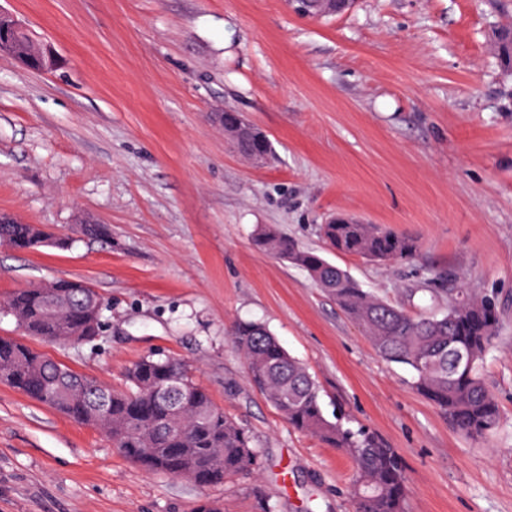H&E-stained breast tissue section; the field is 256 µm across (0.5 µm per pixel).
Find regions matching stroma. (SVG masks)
I'll use <instances>...</instances> for the list:
<instances>
[{
	"label": "stroma",
	"mask_w": 512,
	"mask_h": 512,
	"mask_svg": "<svg viewBox=\"0 0 512 512\" xmlns=\"http://www.w3.org/2000/svg\"><path fill=\"white\" fill-rule=\"evenodd\" d=\"M59 67L0 56V213L109 239L0 248V301L49 280L105 301L95 346L29 344L121 388L142 357L185 361L260 451L218 486L149 474L98 430L0 384V512H351L354 464L291 428L231 339L263 321L317 379L326 414L402 456L407 512H512V65L492 52L512 0H356L322 19L284 0H0ZM275 149L243 163L215 112ZM343 213L420 242L378 264L327 250ZM272 224L410 314L487 296L500 335L484 365L500 428L462 434L379 358L299 267L262 253ZM226 113H230L232 115L233 119H232L231 123H228V122L225 121ZM250 129H257V131L260 132L259 138L261 140L262 139L269 140L267 134L262 129H260L259 127H257L253 123H251L242 114H239L235 110L224 109V139H225V142L229 145L230 148H231V146L233 147V145H232L233 141L240 134H242L244 131H247V130H250Z\"/></svg>",
	"instance_id": "1"
}]
</instances>
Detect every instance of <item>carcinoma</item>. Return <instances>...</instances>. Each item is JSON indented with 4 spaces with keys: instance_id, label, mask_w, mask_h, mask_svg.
Masks as SVG:
<instances>
[{
    "instance_id": "cac0c4a2",
    "label": "carcinoma",
    "mask_w": 512,
    "mask_h": 512,
    "mask_svg": "<svg viewBox=\"0 0 512 512\" xmlns=\"http://www.w3.org/2000/svg\"><path fill=\"white\" fill-rule=\"evenodd\" d=\"M495 51L512 61V27L502 30ZM326 244L341 253L375 262L412 257L417 240L379 224H323ZM34 224H0V240L13 239L37 247L66 249ZM259 248L306 271L361 328L385 361L413 371L411 387L429 400L454 426L474 440L500 425L496 397L482 370L500 331L498 312L485 297L469 296L442 311L412 316L369 293L347 273L271 225L258 227ZM65 313L48 308V288L13 292L5 311L26 335L66 343L73 330L85 326L88 300L101 306V296L69 289ZM247 377L294 429L317 437L346 453L355 469L350 488L353 512H406V474L400 455L363 429L344 426L324 413L319 385L307 366L291 356L267 325L240 320L232 330ZM129 387L116 390L79 374L37 349L0 336V382L56 410L74 422L104 433L127 459L148 473H163L210 486L232 475H258L260 451L247 430L213 401L184 362L155 359L135 362L127 372ZM173 386L174 396H154L159 386ZM105 397L108 418L98 415Z\"/></svg>"
}]
</instances>
